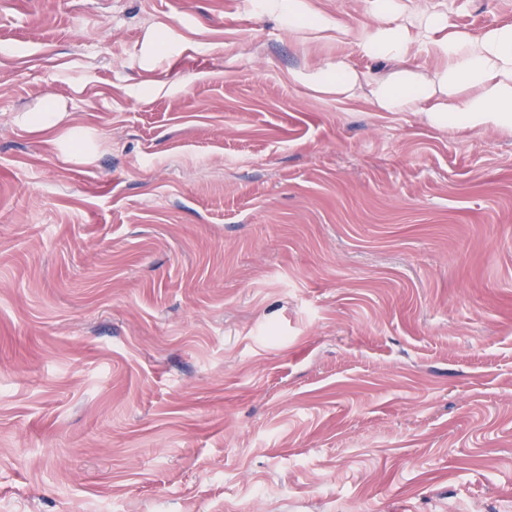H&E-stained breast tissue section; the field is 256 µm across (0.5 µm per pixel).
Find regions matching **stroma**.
I'll list each match as a JSON object with an SVG mask.
<instances>
[{
  "label": "stroma",
  "mask_w": 512,
  "mask_h": 512,
  "mask_svg": "<svg viewBox=\"0 0 512 512\" xmlns=\"http://www.w3.org/2000/svg\"><path fill=\"white\" fill-rule=\"evenodd\" d=\"M326 50L0 0V512H512V135L296 81ZM64 105L55 97L49 96L41 110L27 112L17 118V122L32 133H39L49 137L62 150L63 155L69 159L90 161L91 155L84 142L89 138V131L81 125L66 122Z\"/></svg>",
  "instance_id": "obj_1"
}]
</instances>
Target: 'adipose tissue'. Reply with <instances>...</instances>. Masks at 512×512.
Returning a JSON list of instances; mask_svg holds the SVG:
<instances>
[{"mask_svg":"<svg viewBox=\"0 0 512 512\" xmlns=\"http://www.w3.org/2000/svg\"><path fill=\"white\" fill-rule=\"evenodd\" d=\"M263 10L288 18V34L335 44L336 54L297 72L296 80L339 98L365 96L382 112H420L448 129L493 128L512 134V22L494 21L480 32L449 24L441 0H367L371 25L353 30L310 0H259ZM364 58L391 64L367 75L348 61L346 46ZM434 67H415L419 55ZM64 105L47 97L41 110L19 117L21 126L49 137L69 159L90 161L83 126L67 122Z\"/></svg>","mask_w":512,"mask_h":512,"instance_id":"1","label":"adipose tissue"}]
</instances>
